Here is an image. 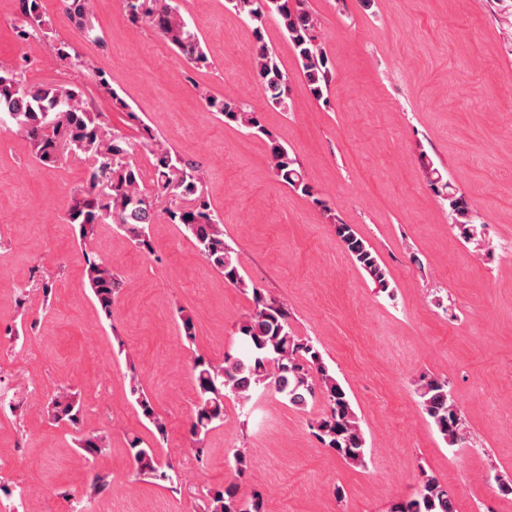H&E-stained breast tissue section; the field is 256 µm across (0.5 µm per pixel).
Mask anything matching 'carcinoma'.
Returning <instances> with one entry per match:
<instances>
[{"label": "carcinoma", "mask_w": 512, "mask_h": 512, "mask_svg": "<svg viewBox=\"0 0 512 512\" xmlns=\"http://www.w3.org/2000/svg\"><path fill=\"white\" fill-rule=\"evenodd\" d=\"M229 10L245 17L255 36L254 64L266 105L290 109V77L280 66L274 51L264 41L269 20L277 21L291 44L298 67L314 99L321 100L329 90L332 72L329 58L316 31V22L305 0H226ZM77 16L82 38L103 44L104 38L90 18L88 0H68ZM132 20H146L167 45L194 68L207 65L201 39L181 13L177 0H124ZM18 39H44L51 42L55 58L62 65L84 69L88 63L73 46L53 37V29L42 0H19L14 25ZM19 66L0 67V121H8L21 130L38 161L55 168L69 155L90 160L85 184L75 191L68 209V222L79 240L94 235L97 225L114 224L131 243L143 252H152L149 227L158 212L154 199L167 197L172 206L163 215L195 245L198 253L224 281L252 291V308L238 323L236 332L246 345L242 356L227 355L224 363L213 364L198 356L193 362L197 400L188 433L196 453L214 424L224 421V399L233 397L248 403L259 389L272 388L299 409L319 399L323 413L312 426L315 438L347 462L367 466L365 438L346 391L324 362L321 352L309 339L297 338L290 327L288 310L267 301L257 287H249L242 278L235 250L224 240L221 214L215 211L203 192L202 165L177 152L154 147L152 133L142 129L139 144L119 130H102L100 114L88 111L82 88L74 84L30 83L22 78ZM98 83L112 100V109L127 119L138 121L128 102L110 87L104 75ZM205 108L224 118V123L262 135L270 142L269 163L274 174L294 191L313 196L304 180L297 158L282 146L261 123L259 112L249 103L233 98L203 95ZM153 156V187L142 188V170L133 160L136 147ZM448 206L455 227L467 242L483 241L478 216L463 196L448 194ZM334 234L345 253L387 295H392L388 273L369 243L350 225L330 215ZM86 280L106 318L112 317V302L121 280L104 261L86 258ZM130 392L143 416L159 435L167 431V421L156 412L137 375H130ZM416 393L420 405L432 420L443 440L450 446L466 440L461 408L448 388V381L422 376ZM49 419L55 423L75 424L82 405L77 393L59 387L48 402ZM77 443L89 456L107 447L101 435L80 436ZM130 455L141 475L173 484L180 481L171 464L161 467L155 449L139 437L129 442ZM206 512H263L262 501L238 496L235 485L202 490ZM390 512H457L455 499L447 485L433 476L425 477L415 497L392 505Z\"/></svg>", "instance_id": "carcinoma-1"}]
</instances>
